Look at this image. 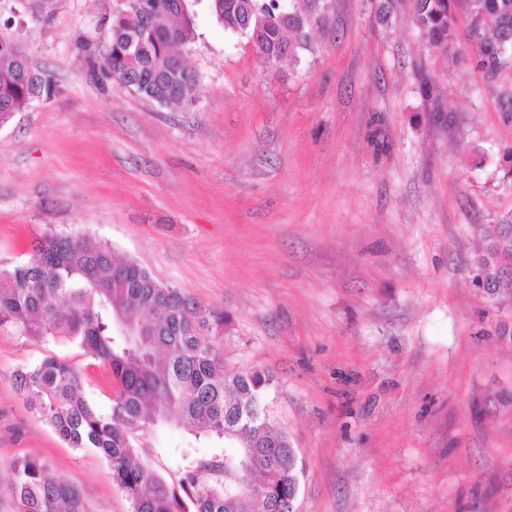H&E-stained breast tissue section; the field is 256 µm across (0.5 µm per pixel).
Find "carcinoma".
<instances>
[{"label": "carcinoma", "mask_w": 512, "mask_h": 512, "mask_svg": "<svg viewBox=\"0 0 512 512\" xmlns=\"http://www.w3.org/2000/svg\"><path fill=\"white\" fill-rule=\"evenodd\" d=\"M147 2V16L130 3L113 10L105 48L81 40L78 49L95 76L117 79L160 105L189 102L198 81L183 52L193 33V0ZM266 2L261 13L249 9L253 0H209V10L224 30L258 38L269 63L299 60L311 49L309 30L324 22L323 0ZM413 10L439 52L448 53L462 25L488 76L512 68V0H413ZM422 84L432 117L451 122L432 80L424 76ZM54 93L50 78L1 32L0 124ZM490 228L476 262L497 296L508 297L512 224ZM156 284L137 261L117 257L90 235L45 232L27 261L0 271V333L71 344L107 370L117 391L101 409L86 396L80 373L55 355L16 371V389L70 447L106 459L132 512H288L300 469L289 457L288 434L270 421L269 376L257 369L226 373L209 338L224 330V314ZM172 423L224 447L208 458H171L166 477L149 464L158 452L151 438ZM230 447L239 455L230 456ZM10 469L14 512H88L81 493L39 459L19 457Z\"/></svg>", "instance_id": "carcinoma-1"}]
</instances>
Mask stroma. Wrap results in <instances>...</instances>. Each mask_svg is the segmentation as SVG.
<instances>
[{"label":"stroma","instance_id":"35a3bbf8","mask_svg":"<svg viewBox=\"0 0 512 512\" xmlns=\"http://www.w3.org/2000/svg\"><path fill=\"white\" fill-rule=\"evenodd\" d=\"M326 0L311 51L272 67L197 0L182 108L92 75L116 0H0V29L56 93L0 125V269L46 230L87 233L229 325L224 368L271 378L303 469L297 512H512V300L474 279L478 229L512 219V69L464 36L438 53L412 0ZM453 118H429L418 71ZM108 408L107 371L54 345ZM42 345L0 335V512L34 456L90 512H130L12 375Z\"/></svg>","mask_w":512,"mask_h":512}]
</instances>
